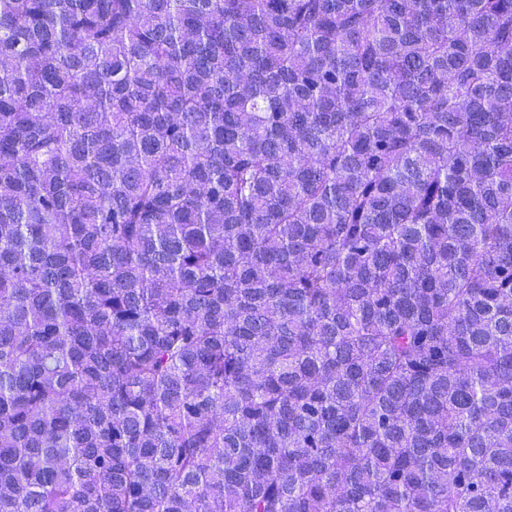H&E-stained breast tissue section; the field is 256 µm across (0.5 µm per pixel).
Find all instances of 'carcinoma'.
Listing matches in <instances>:
<instances>
[{"label": "carcinoma", "mask_w": 512, "mask_h": 512, "mask_svg": "<svg viewBox=\"0 0 512 512\" xmlns=\"http://www.w3.org/2000/svg\"><path fill=\"white\" fill-rule=\"evenodd\" d=\"M0 512H512V0H0Z\"/></svg>", "instance_id": "1"}]
</instances>
